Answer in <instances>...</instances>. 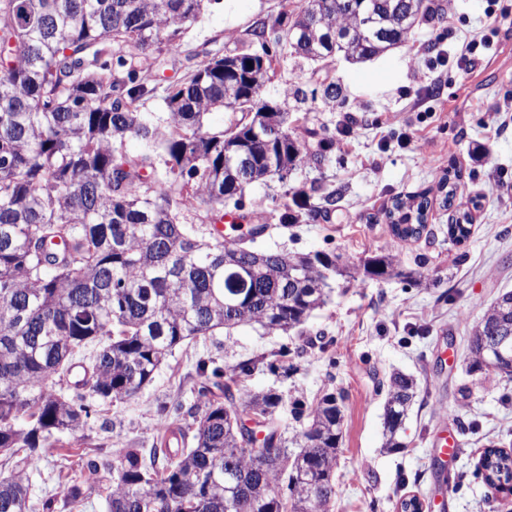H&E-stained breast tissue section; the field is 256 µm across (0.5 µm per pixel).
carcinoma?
Returning a JSON list of instances; mask_svg holds the SVG:
<instances>
[{"mask_svg":"<svg viewBox=\"0 0 512 512\" xmlns=\"http://www.w3.org/2000/svg\"><path fill=\"white\" fill-rule=\"evenodd\" d=\"M212 0H0V512H31L20 464L61 436H76L93 407L106 412L150 383L187 340L242 325L267 334L299 329L330 300L336 277L352 272L334 254L260 250L271 225L229 238L224 212H244L250 187L277 179L291 203L282 225L314 212L310 187L288 184L305 166L321 168L335 141L301 138L287 107L291 91L266 107L263 87L288 57L333 55L363 61L408 40L430 16L426 0H284L252 30L245 49L204 50L163 88L139 81L134 48L177 55ZM161 98L162 112H143ZM237 103L229 124L206 117ZM142 143L131 157L127 139ZM415 215L394 201L388 218L407 241L425 229L428 198ZM198 204L203 227L181 222ZM372 277L401 275L388 252L364 264ZM512 337V292L493 302L470 337L482 370L484 347ZM290 350L239 361L228 372L196 363L199 391L224 379V399L208 400L195 423L160 420L150 449L122 448L112 460L108 512H330L344 396L326 393L290 410L301 429L287 436L283 396L252 391L260 367L288 370ZM90 377L63 384L73 368ZM88 390L97 405L84 403ZM416 396L412 376L386 384L384 447L398 440ZM102 463L87 461L63 507L84 506Z\"/></svg>","mask_w":512,"mask_h":512,"instance_id":"cac0c4a2","label":"carcinoma"}]
</instances>
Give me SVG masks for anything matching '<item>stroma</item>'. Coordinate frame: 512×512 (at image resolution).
<instances>
[{"mask_svg":"<svg viewBox=\"0 0 512 512\" xmlns=\"http://www.w3.org/2000/svg\"><path fill=\"white\" fill-rule=\"evenodd\" d=\"M454 13L460 38L491 34L492 50L474 66L449 63L435 69L428 46L453 50L441 40L445 24L420 22L409 40L365 63L342 58L316 66L293 58L267 84L264 95L280 98L287 88L309 91L323 78L342 88L327 107L310 98L302 109L308 129L335 138L336 148L319 170L305 167L291 178L297 187L321 185L337 194L332 210L289 227L276 226L257 248L322 251L351 262L386 251L396 253L404 279L357 276L337 281L326 306L307 322L303 335H264L241 326L177 347L154 380L117 407L109 432L101 415L87 419L85 443L72 452L53 447L29 461L25 473L33 497L63 500L67 480L60 466L83 458L106 459L116 449L150 448L160 405L169 418L193 424L206 399L197 392L198 359L212 357L231 367L280 348L294 350L289 373L263 370L248 387H275L288 399L312 403L340 392L343 433L331 512H400L402 499L440 497V512H512V493L489 487L478 472L488 441L512 443V380L467 374L471 330L489 305L512 291V123L492 124L491 112L512 96V15L489 32L485 0H435ZM283 0H212L187 33L180 56L147 60L141 75L168 83L187 72V54L203 44L240 50L254 26L274 18ZM352 133H345L348 118ZM460 176L452 204H444L439 179L448 169ZM427 193L426 227L402 242L385 210L394 198L411 201ZM471 220L464 241L448 235L449 224ZM415 376L417 395L399 433L403 449H383V405L392 372ZM468 394H461V386ZM448 420L461 442L454 462L460 480L449 497L437 484L432 434Z\"/></svg>","mask_w":512,"mask_h":512,"instance_id":"obj_1","label":"stroma"}]
</instances>
